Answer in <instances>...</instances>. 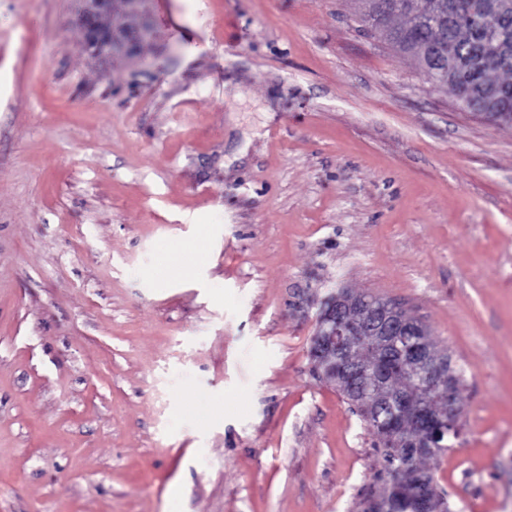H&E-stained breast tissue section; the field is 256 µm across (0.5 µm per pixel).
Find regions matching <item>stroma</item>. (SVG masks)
Masks as SVG:
<instances>
[{"instance_id": "obj_1", "label": "stroma", "mask_w": 512, "mask_h": 512, "mask_svg": "<svg viewBox=\"0 0 512 512\" xmlns=\"http://www.w3.org/2000/svg\"><path fill=\"white\" fill-rule=\"evenodd\" d=\"M77 7L0 0V512H357L382 462L311 352L343 288L464 371L452 512H512V124L351 0H145L143 69Z\"/></svg>"}]
</instances>
